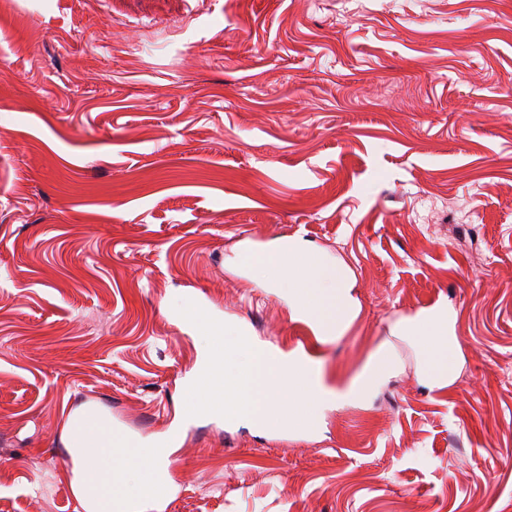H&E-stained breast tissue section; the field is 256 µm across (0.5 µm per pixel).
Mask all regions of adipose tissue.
Listing matches in <instances>:
<instances>
[{
	"label": "adipose tissue",
	"instance_id": "1",
	"mask_svg": "<svg viewBox=\"0 0 512 512\" xmlns=\"http://www.w3.org/2000/svg\"><path fill=\"white\" fill-rule=\"evenodd\" d=\"M252 261L261 268L265 286L287 294L293 318L309 324L318 340L341 335L355 318L358 300L353 294V275L343 265L313 254L307 242L283 240L269 252L253 256ZM453 326L454 318L444 306L401 320L396 326L399 335L422 345L425 375L441 386L449 383L457 369L459 344ZM68 430L74 454L97 456L104 469L118 476L114 483L97 476H78L82 493L104 501L143 504L158 498L166 488L167 459L172 451L169 443H132L113 434L105 424L91 429L75 416L70 417Z\"/></svg>",
	"mask_w": 512,
	"mask_h": 512
}]
</instances>
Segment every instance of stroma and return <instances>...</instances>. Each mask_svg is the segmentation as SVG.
<instances>
[{
    "label": "stroma",
    "instance_id": "obj_1",
    "mask_svg": "<svg viewBox=\"0 0 512 512\" xmlns=\"http://www.w3.org/2000/svg\"><path fill=\"white\" fill-rule=\"evenodd\" d=\"M302 238L358 313L316 342L244 261ZM187 299L343 384L318 431L184 421ZM447 303L428 386L395 323ZM176 433L147 512H512V0H9L0 10V512H81L72 413Z\"/></svg>",
    "mask_w": 512,
    "mask_h": 512
}]
</instances>
